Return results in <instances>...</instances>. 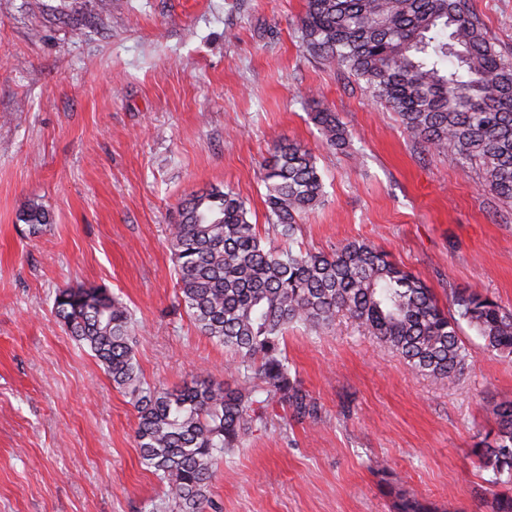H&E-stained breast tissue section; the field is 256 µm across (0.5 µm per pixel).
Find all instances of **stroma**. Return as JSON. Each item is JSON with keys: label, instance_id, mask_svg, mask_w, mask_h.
Segmentation results:
<instances>
[{"label": "stroma", "instance_id": "1", "mask_svg": "<svg viewBox=\"0 0 512 512\" xmlns=\"http://www.w3.org/2000/svg\"><path fill=\"white\" fill-rule=\"evenodd\" d=\"M0 0V512H168L140 464L136 413L54 315L58 289L105 287L131 310L144 381L231 383L223 346L175 305L169 227L188 194L230 187L265 224L260 180L279 144L316 158L323 205L293 249L359 240L433 290L474 289L512 309V202L476 166L422 150L364 84L310 57L304 0ZM512 56V0H470ZM335 112L329 146L311 120ZM41 202L52 222L19 216ZM452 382L412 373L371 331L337 315L289 328L291 376L316 406H276L218 464L217 512H394L382 481L438 512H486L491 472L474 448L512 400V357L469 327ZM386 461L378 474L374 460ZM312 119L330 146H334L337 149H343L347 146V133L344 127L337 121L335 112L319 109L313 112Z\"/></svg>", "mask_w": 512, "mask_h": 512}]
</instances>
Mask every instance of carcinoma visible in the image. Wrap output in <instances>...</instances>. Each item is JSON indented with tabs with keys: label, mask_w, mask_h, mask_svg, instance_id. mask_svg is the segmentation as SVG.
Listing matches in <instances>:
<instances>
[{
	"label": "carcinoma",
	"mask_w": 512,
	"mask_h": 512,
	"mask_svg": "<svg viewBox=\"0 0 512 512\" xmlns=\"http://www.w3.org/2000/svg\"><path fill=\"white\" fill-rule=\"evenodd\" d=\"M299 30L306 53L363 81L419 145L478 165L487 190L512 202V59L494 49L469 0H305ZM312 119L329 145L347 146L335 113L319 109ZM263 181L267 229L249 221L238 193L215 187L180 202L169 238L178 302L233 356L235 386L199 377L174 389L147 386L126 305L105 288H63L54 298L67 332L130 395L141 464L167 483L170 512H204L219 460L267 424L276 405L313 415L309 394L290 377V327L317 332L344 312L435 382L468 364L463 322L487 350L512 357V311L487 294L454 291L446 309L422 280L366 242L348 241L331 254L271 245L273 237L293 240L298 221L324 201L308 150L278 146ZM20 220L38 233L50 215L32 203ZM491 414L496 429L475 455L493 473L489 512H512V402L493 405ZM388 492L397 512H435L415 493Z\"/></svg>",
	"instance_id": "carcinoma-1"
}]
</instances>
